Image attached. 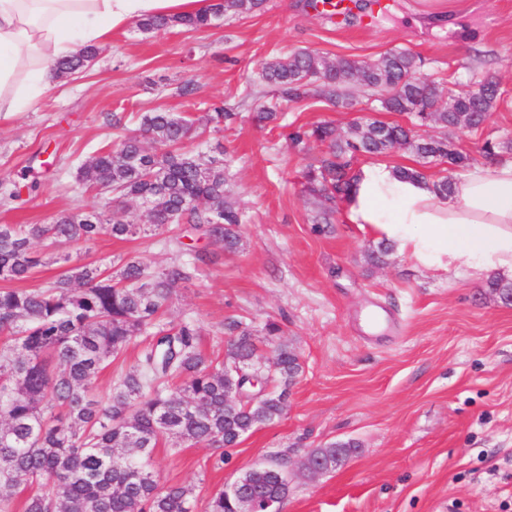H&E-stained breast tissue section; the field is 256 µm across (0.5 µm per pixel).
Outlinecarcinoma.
<instances>
[{
	"mask_svg": "<svg viewBox=\"0 0 512 512\" xmlns=\"http://www.w3.org/2000/svg\"><path fill=\"white\" fill-rule=\"evenodd\" d=\"M264 0H217L210 11L184 17L149 16L146 32L182 26L198 30L222 15L252 12ZM87 47L58 62L71 76L96 58ZM422 59L396 50L373 62L342 57L334 61L299 50L265 62L259 79L234 104L213 107L206 123L228 129L250 99L271 89L272 96L296 102L311 94L333 106L348 107L354 89L371 93L387 112L409 113L416 125L441 130L423 136L411 128L374 120L355 122L344 133L330 122L300 127L294 146L310 140L326 150L308 165L306 178L319 207L315 230L331 223L333 205L352 186V166L361 156L381 155L397 144L438 164L466 166L470 157L450 148L448 129L465 114L470 128L489 118L499 98L497 83L442 90L416 76ZM205 133L199 121L156 110L140 118L139 128L82 164L77 179L101 195L102 204L81 214L59 213L49 224H0V280L23 281L47 262L65 266L46 286L0 288V512H15L14 489L24 486L23 512H196L190 485H165L150 460L156 448L207 444L234 448L261 424L279 419L290 387L302 371L300 357L286 344L272 361H263L251 333L238 321L224 324L230 336L224 359L202 349L191 321L162 320L174 288L193 278L198 252L152 270L138 256L114 272L70 253L45 257L35 244L89 242L101 234L127 240L152 237L184 226L222 249L241 247L246 216L231 200L224 158L207 159L189 149ZM144 209L148 223L128 215V203ZM140 340L136 365L121 374L106 397L93 383L127 347ZM264 369L269 391L246 408L224 410L232 389ZM352 442H334L312 453L325 469L349 456ZM288 463L257 465L239 485L207 500L205 512H246L248 499L277 484L273 470Z\"/></svg>",
	"mask_w": 512,
	"mask_h": 512,
	"instance_id": "1",
	"label": "carcinoma"
}]
</instances>
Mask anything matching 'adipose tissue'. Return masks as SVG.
Listing matches in <instances>:
<instances>
[{
    "label": "adipose tissue",
    "instance_id": "ef3b65f1",
    "mask_svg": "<svg viewBox=\"0 0 512 512\" xmlns=\"http://www.w3.org/2000/svg\"><path fill=\"white\" fill-rule=\"evenodd\" d=\"M212 0H0V115L25 111L56 83L55 66L112 30L147 16L207 10ZM347 223L418 264L449 270L467 260L512 271V162L476 164L443 198L428 179L393 165H361L345 199Z\"/></svg>",
    "mask_w": 512,
    "mask_h": 512
}]
</instances>
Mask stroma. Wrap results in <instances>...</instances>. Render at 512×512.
Here are the masks:
<instances>
[{
  "instance_id": "1",
  "label": "stroma",
  "mask_w": 512,
  "mask_h": 512,
  "mask_svg": "<svg viewBox=\"0 0 512 512\" xmlns=\"http://www.w3.org/2000/svg\"><path fill=\"white\" fill-rule=\"evenodd\" d=\"M355 2L342 19L309 0H265L198 31L144 32L133 22L112 31L91 68L0 117V224H47L95 205L76 176L111 140L113 113L131 129L157 108L204 118L212 104L237 97L261 63L297 49L374 59L407 48L425 60L420 76L441 85L495 81L500 97L488 121L452 131L451 146L480 163L485 142L512 141V0H461L437 22L422 15L420 0ZM189 80L191 100L178 92ZM364 119L415 124L361 96L351 110L310 97L282 105L265 127L246 110L230 129L207 128L198 150L224 152L231 194L247 216L242 246L228 253L183 233L182 245L215 260L175 288L167 318L194 322L207 354L219 358L225 322L261 339L268 359L274 347L263 328L279 323L303 372L285 414L245 435L223 468L205 445L156 448L151 464L164 484L195 485L202 505L255 465L284 458L283 512H512V303L487 288L494 278L512 283V272L461 263L434 271L393 250L373 264L378 240L340 207L325 232L314 230L304 172L324 147L301 152L288 135L323 121L343 132ZM13 191L17 199L6 201ZM169 238L102 235L69 250L105 265L136 255L158 269L181 245ZM338 441L357 446L344 465L303 475L307 452Z\"/></svg>"
}]
</instances>
